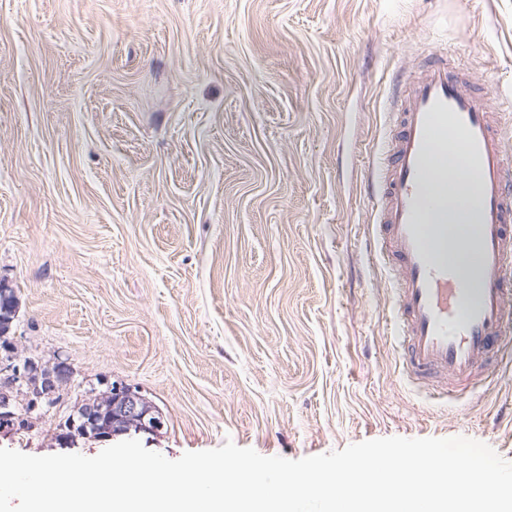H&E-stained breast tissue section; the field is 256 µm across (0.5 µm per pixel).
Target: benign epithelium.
<instances>
[{
	"label": "benign epithelium",
	"instance_id": "benign-epithelium-1",
	"mask_svg": "<svg viewBox=\"0 0 512 512\" xmlns=\"http://www.w3.org/2000/svg\"><path fill=\"white\" fill-rule=\"evenodd\" d=\"M19 314V300L11 282L0 277V344L6 354L0 356V436L18 430L17 411L30 407L48 411L63 401V391L72 375L68 364L49 359L33 365L21 357L15 341L9 339ZM105 403L92 406L83 415V427L104 440L130 428L157 435L164 427L158 410L139 391L122 384L107 388Z\"/></svg>",
	"mask_w": 512,
	"mask_h": 512
}]
</instances>
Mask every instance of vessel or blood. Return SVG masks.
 I'll use <instances>...</instances> for the list:
<instances>
[{
    "instance_id": "obj_1",
    "label": "vessel or blood",
    "mask_w": 512,
    "mask_h": 512,
    "mask_svg": "<svg viewBox=\"0 0 512 512\" xmlns=\"http://www.w3.org/2000/svg\"><path fill=\"white\" fill-rule=\"evenodd\" d=\"M455 67L436 58L394 93L373 185L374 248L395 277L402 368L443 395L483 385L512 332V168L497 110ZM459 249L464 271L448 261Z\"/></svg>"
}]
</instances>
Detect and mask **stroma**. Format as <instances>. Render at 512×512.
I'll list each match as a JSON object with an SVG mask.
<instances>
[{
	"label": "stroma",
	"instance_id": "obj_1",
	"mask_svg": "<svg viewBox=\"0 0 512 512\" xmlns=\"http://www.w3.org/2000/svg\"><path fill=\"white\" fill-rule=\"evenodd\" d=\"M458 57L512 156V0H0V276L20 351L123 383L171 460H296L467 437L512 462L497 383L400 373L394 278L367 249L399 74ZM66 412L0 448L60 453Z\"/></svg>",
	"mask_w": 512,
	"mask_h": 512
}]
</instances>
